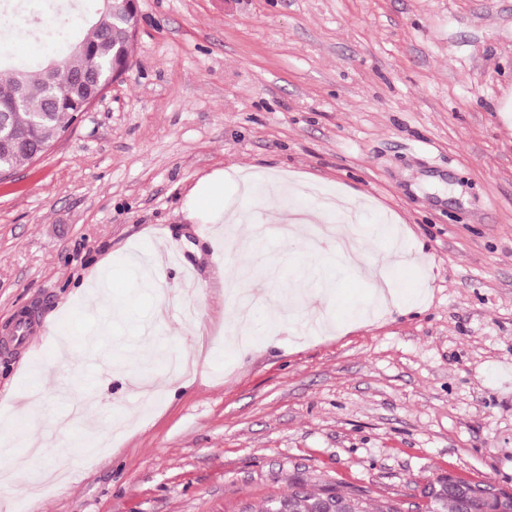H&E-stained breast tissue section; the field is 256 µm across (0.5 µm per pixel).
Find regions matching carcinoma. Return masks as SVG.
<instances>
[{
  "mask_svg": "<svg viewBox=\"0 0 512 512\" xmlns=\"http://www.w3.org/2000/svg\"><path fill=\"white\" fill-rule=\"evenodd\" d=\"M135 19L129 15H113L100 5L93 18L80 17L69 29L48 26L42 18L26 20L29 30L48 28L64 33L69 50L35 66L13 67L0 72V112L10 113V120L21 142L0 155V163L14 168L34 162L45 154L69 127L74 116L83 111L87 100L78 96L63 77L46 80L42 71L52 62L62 65L65 73H81L95 61L108 71L124 72L130 68V47L135 37ZM496 488L504 500L512 502V491L492 479H463L442 474L421 489L424 512H491L500 501L486 495ZM328 499L336 501L334 512H402L399 503L386 501L373 510L368 491L350 483L336 482L316 490L299 484L287 495L266 496L261 512H271L282 504L287 512H319Z\"/></svg>",
  "mask_w": 512,
  "mask_h": 512,
  "instance_id": "cac0c4a2",
  "label": "carcinoma"
}]
</instances>
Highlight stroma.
Segmentation results:
<instances>
[{"mask_svg": "<svg viewBox=\"0 0 512 512\" xmlns=\"http://www.w3.org/2000/svg\"><path fill=\"white\" fill-rule=\"evenodd\" d=\"M132 66L37 162L0 181V336L39 311L41 338L0 352V436L46 435L64 479L35 496L0 480V512H259L294 482L342 480L418 512L441 473L512 490V0H137ZM244 222L344 195L356 231L399 226L408 264L378 241L367 270L423 289L419 308L340 333H300L332 299L289 306L325 261L315 228L233 242L193 206L205 177ZM177 244L165 292L109 270L112 307L74 292L105 259ZM195 292L182 288L184 268ZM261 301L242 349L230 288ZM294 314L295 327L280 328ZM186 384L136 410L130 385Z\"/></svg>", "mask_w": 512, "mask_h": 512, "instance_id": "1", "label": "stroma"}]
</instances>
